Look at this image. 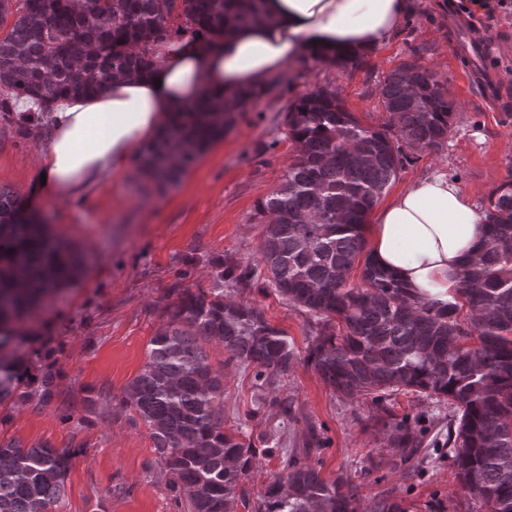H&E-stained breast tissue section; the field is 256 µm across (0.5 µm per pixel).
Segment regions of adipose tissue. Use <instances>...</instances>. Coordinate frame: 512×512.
<instances>
[{
    "label": "adipose tissue",
    "instance_id": "1",
    "mask_svg": "<svg viewBox=\"0 0 512 512\" xmlns=\"http://www.w3.org/2000/svg\"><path fill=\"white\" fill-rule=\"evenodd\" d=\"M271 20L218 41L157 44L158 64L136 80L116 79L99 94L53 103L50 127L30 123L45 142L39 158L51 200L81 198L122 168L177 113L210 97L260 90L289 62L322 51L367 52L406 19L408 0H265ZM484 216L456 181L436 172L398 191L368 225L372 257L417 295L448 304L465 259L479 248Z\"/></svg>",
    "mask_w": 512,
    "mask_h": 512
}]
</instances>
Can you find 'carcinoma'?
<instances>
[{
  "label": "carcinoma",
  "instance_id": "carcinoma-1",
  "mask_svg": "<svg viewBox=\"0 0 512 512\" xmlns=\"http://www.w3.org/2000/svg\"><path fill=\"white\" fill-rule=\"evenodd\" d=\"M262 0H0V122L27 132L19 102L94 94L114 79H134L156 65V43L205 31L219 38L264 20ZM182 20L172 27L171 19ZM428 71L405 64L384 79V128L363 126L337 89L320 86L287 109L297 154L280 188L260 201V265L227 266L214 286L183 288L168 321L147 347L146 362L119 404L140 417L155 463L184 512H358L352 484L325 479L310 448H255L224 432V367L203 345L218 342L254 371V411L279 408L278 395L298 355L286 332L255 305L224 297L228 279L245 289L259 280L319 321L308 359L333 390L379 406L402 390L448 400L453 408L444 445L462 487L487 512H512V183L486 212V238L460 274L462 304L445 308L414 296L364 255L363 225L409 154L448 140L454 103L428 90ZM288 83H268L238 102L213 99L178 115L145 144L141 173L164 187L224 137L239 107ZM363 262L360 283L347 284ZM84 257L47 234L18 192L0 186V404L26 377L24 359L1 354L22 334L15 327L49 288L67 283ZM467 309L466 317L460 311ZM53 376L24 395L46 403ZM393 465L407 469L423 451L420 431L385 423ZM278 455L280 470L251 498L244 482L261 456ZM71 454L49 445L0 444V512H48L61 499ZM363 512H405L386 496Z\"/></svg>",
  "mask_w": 512,
  "mask_h": 512
}]
</instances>
